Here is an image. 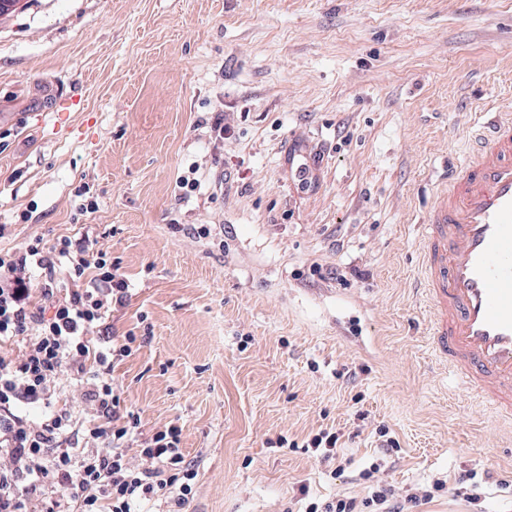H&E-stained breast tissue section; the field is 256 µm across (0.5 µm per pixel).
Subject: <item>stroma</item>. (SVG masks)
Returning a JSON list of instances; mask_svg holds the SVG:
<instances>
[{
    "label": "stroma",
    "mask_w": 512,
    "mask_h": 512,
    "mask_svg": "<svg viewBox=\"0 0 512 512\" xmlns=\"http://www.w3.org/2000/svg\"><path fill=\"white\" fill-rule=\"evenodd\" d=\"M509 96L512 0H21L0 19V250L110 252L129 298L104 324L137 338L113 371L141 416L123 453L150 467L141 443L178 427L186 512L379 485L470 512L465 470L488 475L482 512H512V428L432 360L416 277L442 163ZM323 431L337 457L308 449Z\"/></svg>",
    "instance_id": "obj_1"
}]
</instances>
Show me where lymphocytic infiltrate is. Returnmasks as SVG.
<instances>
[{
  "label": "lymphocytic infiltrate",
  "mask_w": 512,
  "mask_h": 512,
  "mask_svg": "<svg viewBox=\"0 0 512 512\" xmlns=\"http://www.w3.org/2000/svg\"><path fill=\"white\" fill-rule=\"evenodd\" d=\"M39 275V291L30 288ZM127 281L103 250L88 253L71 239L29 243L24 254L0 251V512H27L24 494L51 493L47 512H141L158 501L183 512L195 473L169 428L145 441L154 467H132L121 452L141 425L138 411L124 406L112 379L113 364L131 356L134 334L92 337L110 308L124 305ZM65 375L80 384L93 412L76 420L61 406L53 380ZM40 405L32 422L19 405ZM100 441L77 449L75 436ZM409 512L376 487L364 502L339 499L310 503L307 512Z\"/></svg>",
  "instance_id": "obj_1"
}]
</instances>
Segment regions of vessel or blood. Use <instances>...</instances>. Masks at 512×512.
Returning a JSON list of instances; mask_svg holds the SVG:
<instances>
[{
  "mask_svg": "<svg viewBox=\"0 0 512 512\" xmlns=\"http://www.w3.org/2000/svg\"><path fill=\"white\" fill-rule=\"evenodd\" d=\"M431 353L512 423V100L449 162L423 226Z\"/></svg>",
  "mask_w": 512,
  "mask_h": 512,
  "instance_id": "obj_1",
  "label": "vessel or blood"
}]
</instances>
